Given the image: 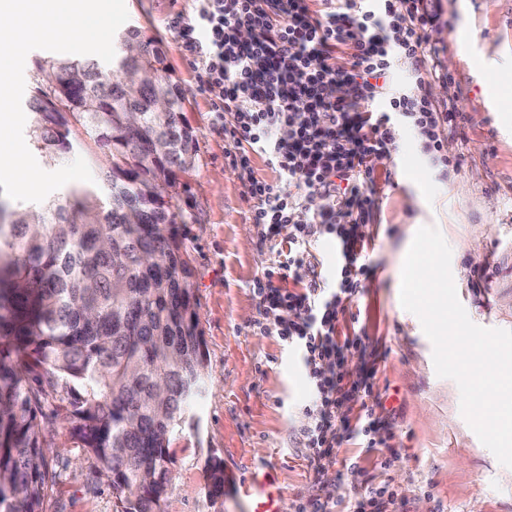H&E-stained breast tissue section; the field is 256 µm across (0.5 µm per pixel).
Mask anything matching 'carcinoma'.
Wrapping results in <instances>:
<instances>
[{"instance_id":"cac0c4a2","label":"carcinoma","mask_w":512,"mask_h":512,"mask_svg":"<svg viewBox=\"0 0 512 512\" xmlns=\"http://www.w3.org/2000/svg\"><path fill=\"white\" fill-rule=\"evenodd\" d=\"M38 63L29 137L53 158L85 146L100 170L35 209L0 206V512H51L60 454L46 441L58 417L96 463L115 512H166L171 448L210 376L197 297L177 225V172L197 133L162 50ZM149 68L138 93L122 76ZM174 111L155 110L157 93ZM210 499L224 465L207 459Z\"/></svg>"}]
</instances>
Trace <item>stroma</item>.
<instances>
[{
	"instance_id": "stroma-1",
	"label": "stroma",
	"mask_w": 512,
	"mask_h": 512,
	"mask_svg": "<svg viewBox=\"0 0 512 512\" xmlns=\"http://www.w3.org/2000/svg\"><path fill=\"white\" fill-rule=\"evenodd\" d=\"M127 28L141 30L162 49L166 74L184 94V111L197 130L194 162L180 173V230L198 300L199 327L211 378L195 407L197 427L173 445L176 485L167 512H253L239 485L252 469L271 471L283 490L281 512L297 499L329 491L336 512L350 508L368 483L389 481L402 501L398 512H512V468L502 466L460 412L457 384L438 377L432 344L417 316L400 302L401 271L418 228H439L452 249L458 298L469 318L485 328L512 330V123L488 106L490 72H512V0H428L432 22L425 36L434 66L449 79L431 82L432 100L452 104L466 121L448 134V156L458 171L440 178L420 152L413 132L397 151L375 162L378 191L366 228L372 274L363 295L339 322L344 336H359L354 354L360 372L375 371L376 413L390 427L400 459L381 470L376 452L341 441L336 460L312 469L299 442L309 388L305 373L278 337L252 328L258 316L253 283L276 258L251 221V204L223 127L211 124L207 100L195 91L192 61L171 27L191 23L194 0H125ZM471 25L468 40L449 30ZM50 440L64 462L53 512H114L112 494L91 459L54 424ZM224 463V494L208 499L205 462ZM356 457L358 470L343 467Z\"/></svg>"
}]
</instances>
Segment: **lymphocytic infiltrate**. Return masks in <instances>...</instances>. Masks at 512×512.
I'll list each match as a JSON object with an SVG mask.
<instances>
[{
    "label": "lymphocytic infiltrate",
    "instance_id": "1",
    "mask_svg": "<svg viewBox=\"0 0 512 512\" xmlns=\"http://www.w3.org/2000/svg\"><path fill=\"white\" fill-rule=\"evenodd\" d=\"M198 2L193 22L177 29L196 69L195 90L208 99L213 125L233 111L224 135L253 222L262 241L284 244L254 283L255 326L278 336L304 367L313 400L301 443L317 465L343 438H357L389 469L399 454L380 433L374 374L329 375L323 367L339 366L362 344L338 325L371 273L364 228L375 206V160L411 130L433 166L460 165L445 153L444 135L461 115L425 91L439 77L424 37L431 18L423 0H324L319 12L308 0ZM243 29L249 41L239 39ZM340 53L348 66H337ZM338 82L350 84L365 111L326 95ZM256 155L274 180L255 176ZM321 240L336 244L333 270L312 251ZM344 406L355 409L353 419H337Z\"/></svg>",
    "mask_w": 512,
    "mask_h": 512
}]
</instances>
